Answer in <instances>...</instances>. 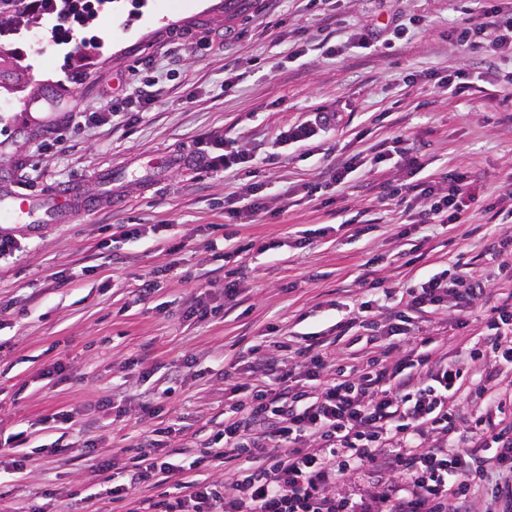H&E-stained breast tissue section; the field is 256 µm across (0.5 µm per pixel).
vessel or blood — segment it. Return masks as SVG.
Instances as JSON below:
<instances>
[{"mask_svg":"<svg viewBox=\"0 0 512 512\" xmlns=\"http://www.w3.org/2000/svg\"><path fill=\"white\" fill-rule=\"evenodd\" d=\"M78 205L74 188L65 187L40 196L0 188V222L45 224L66 221Z\"/></svg>","mask_w":512,"mask_h":512,"instance_id":"b4317fda","label":"vessel or blood"}]
</instances>
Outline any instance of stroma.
<instances>
[{
	"label": "stroma",
	"mask_w": 512,
	"mask_h": 512,
	"mask_svg": "<svg viewBox=\"0 0 512 512\" xmlns=\"http://www.w3.org/2000/svg\"><path fill=\"white\" fill-rule=\"evenodd\" d=\"M412 17L422 26L408 42L357 48L360 34L382 40ZM460 20L456 0H338L328 19L302 0H103L68 45L51 39L55 14L34 4L23 22L0 23V67L12 72L0 99L13 102L0 112V179L33 194L75 183L90 203L63 224L0 226L18 243L0 260V439L25 432L29 459L26 473L0 484V512H111L110 489L136 454L134 435L171 421V459L188 465L237 406L232 387L249 369L253 341H262L264 358L284 357V342L312 335L335 338L344 364L381 358L336 330L360 309L366 262L398 290L467 262L490 284L492 303H512V222L472 211L465 223L429 232L416 245L422 260L408 265L402 255L415 245L398 235L399 202L377 199L383 179L422 185L455 166L474 172L481 199L501 191L512 163V99L499 84L512 62L488 65L452 44L448 33ZM299 38L308 50L289 59L288 44ZM325 38L346 43L345 52L324 55ZM146 58L161 91L129 124L110 107L136 95ZM462 65L477 79L458 91L435 89L434 75ZM230 70L242 78L228 91ZM322 109L341 114L335 131L279 144L283 127ZM219 132L258 170L282 219L219 231L242 184L241 175L197 161ZM399 135L424 155L423 172L377 163ZM164 153L195 162L160 176L142 172ZM352 155L362 166L330 187L331 205L304 195V183L326 179ZM107 168L118 173L108 194L97 179ZM126 224L147 232L126 240ZM254 240L269 251L251 248ZM152 272L157 290L139 299V281ZM230 280L242 288L232 301L224 297ZM199 296L217 308L203 322L188 314ZM486 316L474 308L461 328L443 307L413 320L420 335L436 338V357L467 369L455 399L470 446L485 439L470 427L484 411L477 389L512 400V368L468 356ZM145 393L161 413L141 411ZM59 412L67 424L54 422ZM78 430L89 447H73ZM100 460L109 469L98 470Z\"/></svg>",
	"instance_id": "35a3bbf8"
}]
</instances>
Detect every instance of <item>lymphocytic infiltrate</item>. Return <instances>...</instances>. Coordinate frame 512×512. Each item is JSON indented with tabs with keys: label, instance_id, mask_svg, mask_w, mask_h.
<instances>
[{
	"label": "lymphocytic infiltrate",
	"instance_id": "1",
	"mask_svg": "<svg viewBox=\"0 0 512 512\" xmlns=\"http://www.w3.org/2000/svg\"><path fill=\"white\" fill-rule=\"evenodd\" d=\"M476 23L461 22L449 37L471 50L512 59V0H468ZM441 188H426L417 211L408 212L404 235L429 224L459 223L477 198L468 170L452 169ZM261 182L244 183L224 209L232 224H256L275 218L261 194ZM490 288L467 264L454 278L438 273L407 288L405 308L384 325L370 328L366 341L391 356L388 365L368 360L353 370L326 350L296 349V368L258 366L236 389L244 393L233 415L212 438L222 449L223 475L212 472L215 456L197 455L187 477H175L164 444L148 436L126 468L112 499L128 512H453L456 502L486 479L490 469L512 471V429L476 419L497 450L481 454L467 448L459 434L454 397L463 370L458 362H430L432 337L403 350L410 311L426 306L466 313ZM490 335L471 349V360L489 356L512 365V338L497 332L512 326V305L497 306ZM305 384H296L297 373ZM371 468L381 473L369 500H354L340 488L351 472ZM155 495L136 499L144 485Z\"/></svg>",
	"mask_w": 512,
	"mask_h": 512
}]
</instances>
